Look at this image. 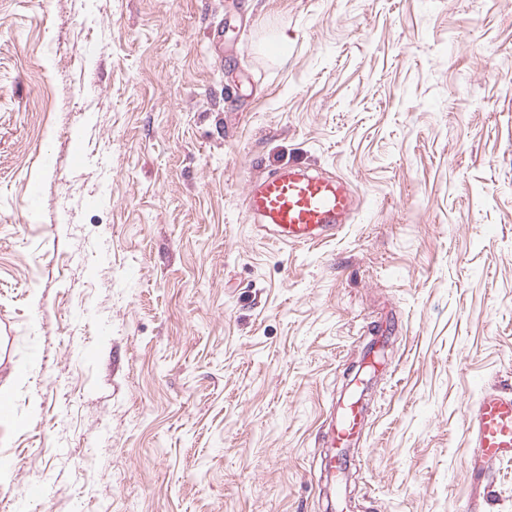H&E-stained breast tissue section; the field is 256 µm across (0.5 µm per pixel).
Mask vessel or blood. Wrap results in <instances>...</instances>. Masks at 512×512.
Returning a JSON list of instances; mask_svg holds the SVG:
<instances>
[{
	"label": "vessel or blood",
	"mask_w": 512,
	"mask_h": 512,
	"mask_svg": "<svg viewBox=\"0 0 512 512\" xmlns=\"http://www.w3.org/2000/svg\"><path fill=\"white\" fill-rule=\"evenodd\" d=\"M247 214L264 234L285 245H310L347 223L356 199L338 177L288 166L251 182L244 197ZM321 469L335 475L349 460L343 448L360 441L364 414L358 405L334 400ZM468 433L475 464L487 467L512 459V391L486 390L472 406Z\"/></svg>",
	"instance_id": "obj_1"
}]
</instances>
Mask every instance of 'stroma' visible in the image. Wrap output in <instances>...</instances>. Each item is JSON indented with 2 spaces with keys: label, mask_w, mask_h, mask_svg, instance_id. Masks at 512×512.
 I'll use <instances>...</instances> for the list:
<instances>
[{
  "label": "stroma",
  "mask_w": 512,
  "mask_h": 512,
  "mask_svg": "<svg viewBox=\"0 0 512 512\" xmlns=\"http://www.w3.org/2000/svg\"><path fill=\"white\" fill-rule=\"evenodd\" d=\"M289 165L359 199L312 246L242 205ZM392 321L348 512H512V0H0V502L327 512ZM468 433L474 467L512 459V391L486 390L471 408ZM334 415L326 432V450L322 457L321 469L327 476L336 479V472L348 466L349 460L344 455L336 454V448H348L357 444L362 437L364 414L355 403L333 399L331 404Z\"/></svg>",
  "instance_id": "obj_1"
}]
</instances>
